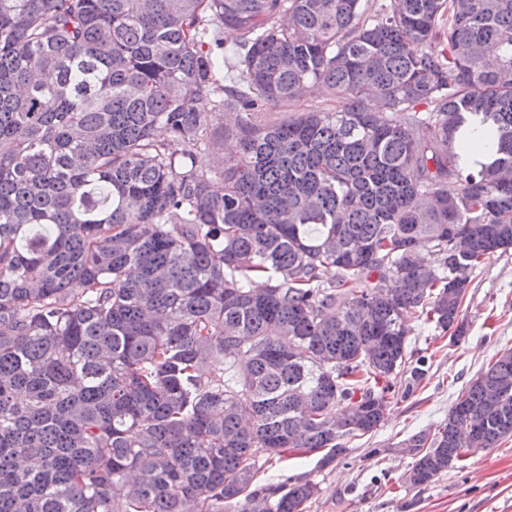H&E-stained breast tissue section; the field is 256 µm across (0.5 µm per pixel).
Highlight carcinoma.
I'll use <instances>...</instances> for the list:
<instances>
[{"label":"carcinoma","instance_id":"obj_1","mask_svg":"<svg viewBox=\"0 0 512 512\" xmlns=\"http://www.w3.org/2000/svg\"><path fill=\"white\" fill-rule=\"evenodd\" d=\"M511 249L512 0H0V512H307L259 462L374 432ZM510 437L511 348L410 487Z\"/></svg>","mask_w":512,"mask_h":512}]
</instances>
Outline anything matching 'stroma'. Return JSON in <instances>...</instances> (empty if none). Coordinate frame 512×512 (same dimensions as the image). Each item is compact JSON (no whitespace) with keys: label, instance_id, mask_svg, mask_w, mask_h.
Segmentation results:
<instances>
[{"label":"stroma","instance_id":"obj_1","mask_svg":"<svg viewBox=\"0 0 512 512\" xmlns=\"http://www.w3.org/2000/svg\"><path fill=\"white\" fill-rule=\"evenodd\" d=\"M470 278L461 342L409 318V349L426 357V377L409 394L392 399L375 432L352 440L324 467L318 455L293 453L289 461L263 466L257 483L310 478L319 492L307 512H512V439L468 455L424 490L406 483L414 456L404 440L434 432L466 384L498 352L512 348V251L485 260Z\"/></svg>","mask_w":512,"mask_h":512}]
</instances>
